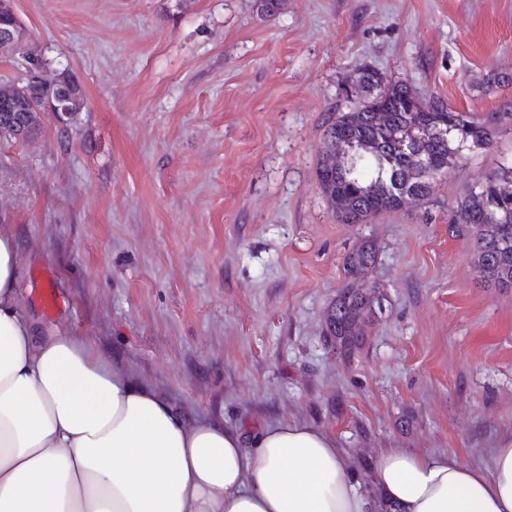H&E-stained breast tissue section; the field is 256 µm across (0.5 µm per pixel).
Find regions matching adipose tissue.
<instances>
[{
	"mask_svg": "<svg viewBox=\"0 0 512 512\" xmlns=\"http://www.w3.org/2000/svg\"><path fill=\"white\" fill-rule=\"evenodd\" d=\"M18 254L0 227V512H512V446L485 466L390 448L366 483L317 427L179 413L84 337L42 333Z\"/></svg>",
	"mask_w": 512,
	"mask_h": 512,
	"instance_id": "adipose-tissue-1",
	"label": "adipose tissue"
}]
</instances>
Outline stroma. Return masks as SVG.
Instances as JSON below:
<instances>
[{
	"instance_id": "stroma-1",
	"label": "stroma",
	"mask_w": 512,
	"mask_h": 512,
	"mask_svg": "<svg viewBox=\"0 0 512 512\" xmlns=\"http://www.w3.org/2000/svg\"><path fill=\"white\" fill-rule=\"evenodd\" d=\"M75 116L0 137V225L44 329L86 337L176 409L231 428L297 420L361 476L388 448L488 463L512 443V289L449 215L512 153H475L428 203L337 223L316 180L362 69L425 102H512V0H13ZM372 241L381 310L352 355L326 334L345 255ZM59 299L46 312L39 293Z\"/></svg>"
}]
</instances>
